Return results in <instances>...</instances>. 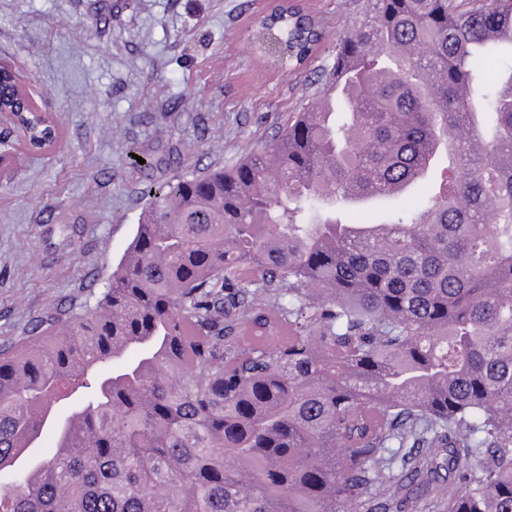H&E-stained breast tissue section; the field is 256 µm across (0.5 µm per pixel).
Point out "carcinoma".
<instances>
[{
  "instance_id": "cac0c4a2",
  "label": "carcinoma",
  "mask_w": 512,
  "mask_h": 512,
  "mask_svg": "<svg viewBox=\"0 0 512 512\" xmlns=\"http://www.w3.org/2000/svg\"><path fill=\"white\" fill-rule=\"evenodd\" d=\"M261 26L299 66L325 37L286 3ZM504 45L512 0H353L275 138L149 191L92 302L0 348V512H359L408 487L512 512ZM426 181L383 223L336 218Z\"/></svg>"
}]
</instances>
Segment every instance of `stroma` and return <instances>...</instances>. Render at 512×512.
Instances as JSON below:
<instances>
[{"label": "stroma", "mask_w": 512, "mask_h": 512, "mask_svg": "<svg viewBox=\"0 0 512 512\" xmlns=\"http://www.w3.org/2000/svg\"><path fill=\"white\" fill-rule=\"evenodd\" d=\"M331 37L349 0H299ZM274 0H0V59L58 122L50 155L0 142V346L55 306L102 289L135 234L147 191L235 164L313 96L308 67L254 53L251 25Z\"/></svg>", "instance_id": "35a3bbf8"}]
</instances>
